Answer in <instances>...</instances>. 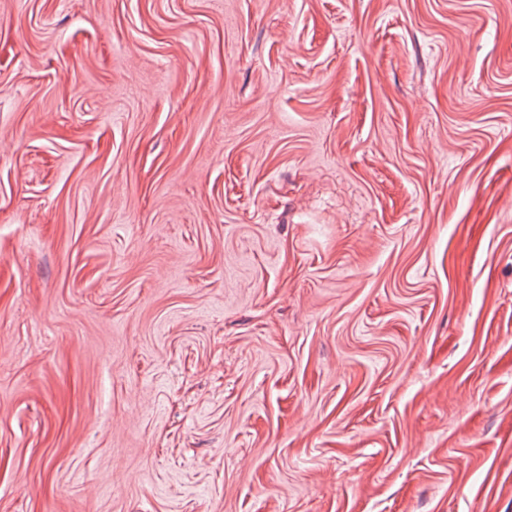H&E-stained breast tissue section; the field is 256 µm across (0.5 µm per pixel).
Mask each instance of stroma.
I'll return each instance as SVG.
<instances>
[{
    "instance_id": "1",
    "label": "stroma",
    "mask_w": 512,
    "mask_h": 512,
    "mask_svg": "<svg viewBox=\"0 0 512 512\" xmlns=\"http://www.w3.org/2000/svg\"><path fill=\"white\" fill-rule=\"evenodd\" d=\"M0 512H512V0H0Z\"/></svg>"
}]
</instances>
